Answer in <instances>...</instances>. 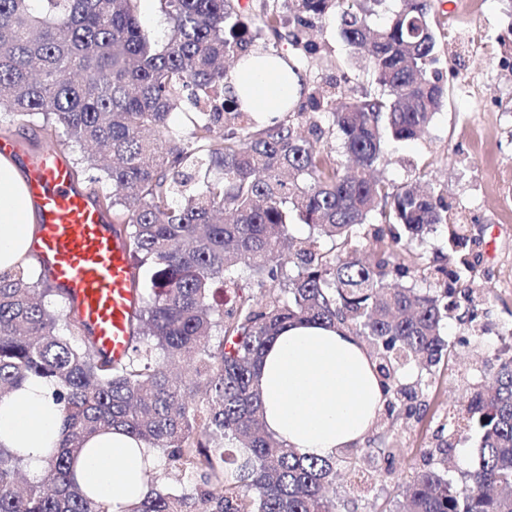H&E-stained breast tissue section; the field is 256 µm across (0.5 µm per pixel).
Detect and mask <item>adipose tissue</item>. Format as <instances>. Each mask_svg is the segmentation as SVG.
<instances>
[{
	"label": "adipose tissue",
	"mask_w": 512,
	"mask_h": 512,
	"mask_svg": "<svg viewBox=\"0 0 512 512\" xmlns=\"http://www.w3.org/2000/svg\"><path fill=\"white\" fill-rule=\"evenodd\" d=\"M227 88L247 96L252 111L278 112L297 100L300 81L276 57L251 68H235ZM33 203L13 159L0 154V275L28 262ZM258 382L269 432L300 454L329 457L362 445L386 405V396L366 345L340 327L297 324L269 344ZM61 433V408L42 378L0 399V446L20 449L32 480L43 478ZM162 456L123 429L92 438L78 457L76 483L124 512L146 492L144 473Z\"/></svg>",
	"instance_id": "ef3b65f1"
}]
</instances>
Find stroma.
<instances>
[{"mask_svg": "<svg viewBox=\"0 0 512 512\" xmlns=\"http://www.w3.org/2000/svg\"><path fill=\"white\" fill-rule=\"evenodd\" d=\"M444 9L433 68L446 90L445 104L421 137L385 141L382 171L397 187L420 182L443 189L452 217L478 239L473 277L488 291V329L462 345V329L448 323L451 360L437 366L433 387L420 396V418L398 421L389 433L387 442L397 449L393 461L373 454L368 494L353 492L351 475L341 472L337 512L397 504L401 485L423 464L422 449L435 446L437 428L485 362L504 350V335L512 329V0H448ZM312 39L318 52L300 66L306 87L340 78L348 94L374 89L368 62L339 37L334 15L317 20ZM0 139L15 144L12 157L21 166L46 148L36 116H0Z\"/></svg>", "mask_w": 512, "mask_h": 512, "instance_id": "obj_1", "label": "stroma"}]
</instances>
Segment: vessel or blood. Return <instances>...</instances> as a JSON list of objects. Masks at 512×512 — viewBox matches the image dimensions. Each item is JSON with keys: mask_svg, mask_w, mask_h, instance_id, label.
Wrapping results in <instances>:
<instances>
[{"mask_svg": "<svg viewBox=\"0 0 512 512\" xmlns=\"http://www.w3.org/2000/svg\"><path fill=\"white\" fill-rule=\"evenodd\" d=\"M26 181L39 215L35 249L99 352L120 361L131 341L130 319L140 296L123 237L71 176L67 156L47 150L27 165Z\"/></svg>", "mask_w": 512, "mask_h": 512, "instance_id": "vessel-or-blood-1", "label": "vessel or blood"}]
</instances>
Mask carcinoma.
<instances>
[{
    "instance_id": "carcinoma-1",
    "label": "carcinoma",
    "mask_w": 512,
    "mask_h": 512,
    "mask_svg": "<svg viewBox=\"0 0 512 512\" xmlns=\"http://www.w3.org/2000/svg\"><path fill=\"white\" fill-rule=\"evenodd\" d=\"M393 2L387 10L386 2ZM139 0H0V114L39 116L52 137L90 148L80 164L101 167L112 194L100 200L123 236L141 302L123 360L103 357L70 311L42 297L58 288L45 271L0 278V399L31 376L46 379L62 404V431L45 477L22 480L21 457L0 446V512H111L74 481L86 441L121 426L196 477L189 493L147 484L127 512H334L324 491L336 467L364 479L357 449L315 458L270 434L256 374L267 345L294 322L347 328L366 343L389 396L366 439L417 415L416 401L449 356L454 319L484 330L472 245L464 224L448 238V264L420 267L410 244L448 226L450 206L433 187L396 188L374 175L385 138L419 137L443 106L431 65L438 35L435 0H289L293 27L278 9L260 23L288 41L299 60L317 53L309 30L335 10L339 36L367 56L378 92L307 93L309 136L299 123L259 124L225 95L226 62L256 54L235 0H158L167 24L157 39ZM389 11L383 22L373 17ZM189 136L171 125L183 98ZM341 138L347 163L321 141L318 120ZM382 226L365 229L371 216ZM308 236L289 232L294 221ZM377 246L360 254L362 241ZM295 247L293 266L279 261ZM422 270L448 280L422 289ZM269 286L267 299L230 305L210 297L244 282ZM424 365L412 383L404 368ZM462 438L480 447L455 484L453 443L426 448V467L402 490L401 512H512V355H498L456 409Z\"/></svg>"
}]
</instances>
